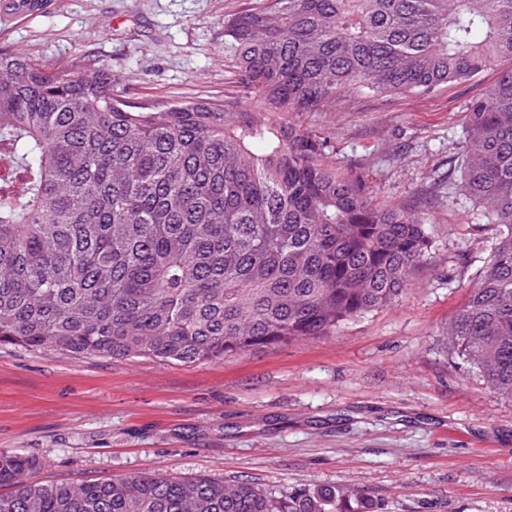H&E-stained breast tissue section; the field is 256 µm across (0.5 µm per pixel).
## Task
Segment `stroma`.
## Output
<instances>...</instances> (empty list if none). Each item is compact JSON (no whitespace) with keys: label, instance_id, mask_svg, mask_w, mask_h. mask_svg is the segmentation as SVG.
Returning <instances> with one entry per match:
<instances>
[{"label":"stroma","instance_id":"35a3bbf8","mask_svg":"<svg viewBox=\"0 0 512 512\" xmlns=\"http://www.w3.org/2000/svg\"><path fill=\"white\" fill-rule=\"evenodd\" d=\"M48 2L0 13V48L103 69L126 100L163 106L235 92L224 21L261 0ZM511 68L293 117L330 136L328 162L376 202L429 219L432 247L397 302L329 336L188 365L0 346V452L35 459L38 484L205 475L279 495L342 485L382 512H512V400L446 341L495 244L448 185L464 113Z\"/></svg>","mask_w":512,"mask_h":512}]
</instances>
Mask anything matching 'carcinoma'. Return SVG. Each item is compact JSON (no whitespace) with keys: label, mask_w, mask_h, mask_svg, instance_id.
<instances>
[{"label":"carcinoma","mask_w":512,"mask_h":512,"mask_svg":"<svg viewBox=\"0 0 512 512\" xmlns=\"http://www.w3.org/2000/svg\"><path fill=\"white\" fill-rule=\"evenodd\" d=\"M251 96L169 107L95 67L0 50V345L161 363L329 336L404 294L427 219L375 203L328 140L272 113L342 91L427 94L512 59V0H263L224 21ZM455 189L495 246L449 348L512 399V69L465 113ZM0 454V512H380L373 496L156 474L30 484Z\"/></svg>","instance_id":"carcinoma-1"}]
</instances>
